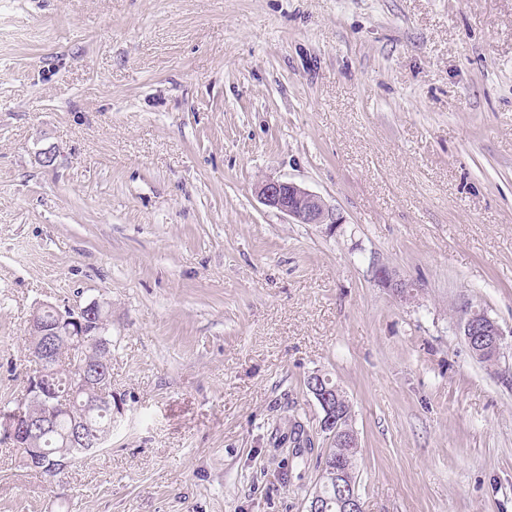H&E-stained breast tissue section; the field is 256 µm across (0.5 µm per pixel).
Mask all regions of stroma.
Instances as JSON below:
<instances>
[{"label":"stroma","instance_id":"1","mask_svg":"<svg viewBox=\"0 0 512 512\" xmlns=\"http://www.w3.org/2000/svg\"><path fill=\"white\" fill-rule=\"evenodd\" d=\"M96 299L123 411L51 482L0 444V512H307L316 371L363 512H512V382L458 329L512 330V0H0V408L33 309ZM255 193L262 204L288 217L292 224H337L322 197L296 183L263 180ZM460 312V325L467 344L468 341L473 339L472 336H489V339H483L482 343L477 337L474 338L473 345L477 347L483 344L484 347L495 352L496 358L493 361H491L493 358L491 355L482 356L477 360L480 363L491 361V365H498L501 358L505 357L507 350L511 349V344L507 341L506 336H511L512 331L506 335L501 327L483 310L465 305ZM335 384V383H334ZM336 385V384H335ZM331 384V379L318 372H314L308 377V391L319 403L322 413L323 421L327 418V426L330 428L331 435L321 426L322 433H325L330 440V448H328L327 455L331 458L336 459V462L342 467L348 479L352 482L353 491L358 490L359 482L357 481L358 475H356V455L358 453L354 448L359 447L358 435L354 429L342 424L343 417H340L337 413V403L340 401V391L338 386ZM343 402L341 405L344 407L346 414V421L349 420L352 426V412L349 401L341 393ZM333 397L336 399V419L332 416V403ZM336 441H334L331 437ZM336 443L347 446L345 448H338Z\"/></svg>","mask_w":512,"mask_h":512}]
</instances>
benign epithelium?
I'll return each instance as SVG.
<instances>
[{"mask_svg": "<svg viewBox=\"0 0 512 512\" xmlns=\"http://www.w3.org/2000/svg\"><path fill=\"white\" fill-rule=\"evenodd\" d=\"M262 204L288 217L293 224H334L336 215L326 205L322 197L296 183L279 180H263L255 188ZM378 278L392 288L398 296L407 300L413 297L415 284L408 280L394 278L385 267L378 269ZM111 314L107 303L92 301L60 309L46 303L37 307L31 314L25 334L30 338V356L36 369L30 373L24 387V394L12 409L0 411V442L9 443L21 451L27 463L36 470L46 469L40 439L50 429L58 412L70 410L69 402L62 398L60 387L55 379L59 359L54 351L60 340H65V356L70 368L81 372L80 380L74 382L73 389L84 388L93 393V398L82 412L70 414V429L66 443L70 448H91L101 439L99 432L90 425V418L99 408L107 410L109 417L118 411L112 397V375L105 360L91 357L93 348L102 352L109 350L107 333ZM460 325L466 340L482 336V344L495 352L491 364H499L512 344L507 341L501 327L480 309L468 305L461 309ZM308 391L319 403L323 418L327 419L331 437L336 443L349 448L359 447L355 430L342 424L343 418L332 416L333 399L339 397L340 390L331 384V379L318 372L308 377ZM321 473L326 484L335 495H323L312 499L309 512H362L357 495L347 492L345 476L338 466L328 459L320 462Z\"/></svg>", "mask_w": 512, "mask_h": 512, "instance_id": "benign-epithelium-1", "label": "benign epithelium"}]
</instances>
